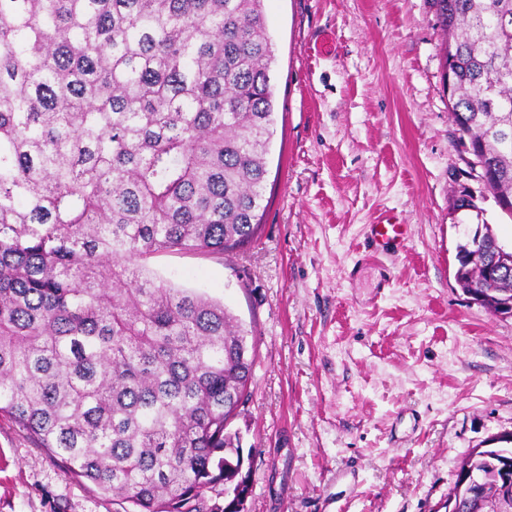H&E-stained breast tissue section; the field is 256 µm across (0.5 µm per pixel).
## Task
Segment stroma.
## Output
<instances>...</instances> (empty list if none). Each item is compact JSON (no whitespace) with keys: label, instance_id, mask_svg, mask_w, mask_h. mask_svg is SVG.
<instances>
[{"label":"stroma","instance_id":"1","mask_svg":"<svg viewBox=\"0 0 512 512\" xmlns=\"http://www.w3.org/2000/svg\"><path fill=\"white\" fill-rule=\"evenodd\" d=\"M274 125L262 230L227 255L156 254L250 330L232 427L249 512H437L461 458L512 432V319L455 280L472 184L432 0H264ZM410 227L365 253L370 225ZM0 416V512H127Z\"/></svg>","mask_w":512,"mask_h":512}]
</instances>
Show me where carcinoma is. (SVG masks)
Segmentation results:
<instances>
[{"label":"carcinoma","instance_id":"1","mask_svg":"<svg viewBox=\"0 0 512 512\" xmlns=\"http://www.w3.org/2000/svg\"><path fill=\"white\" fill-rule=\"evenodd\" d=\"M452 119L512 202V0H434ZM263 0H0V415L138 512H246L255 347L145 260L258 237Z\"/></svg>","mask_w":512,"mask_h":512}]
</instances>
